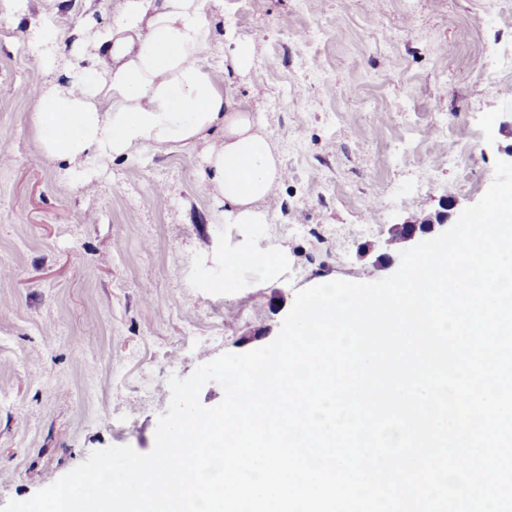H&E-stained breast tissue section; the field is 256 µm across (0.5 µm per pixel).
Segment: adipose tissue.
Listing matches in <instances>:
<instances>
[{
  "mask_svg": "<svg viewBox=\"0 0 512 512\" xmlns=\"http://www.w3.org/2000/svg\"><path fill=\"white\" fill-rule=\"evenodd\" d=\"M210 47L204 0H124L115 27L97 37L95 73L43 48L41 64L67 85L38 96L41 154L71 164L196 149L225 223H267L261 204L285 171L251 112L203 66Z\"/></svg>",
  "mask_w": 512,
  "mask_h": 512,
  "instance_id": "adipose-tissue-1",
  "label": "adipose tissue"
}]
</instances>
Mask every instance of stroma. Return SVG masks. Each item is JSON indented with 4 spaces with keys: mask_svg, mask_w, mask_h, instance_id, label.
Segmentation results:
<instances>
[{
    "mask_svg": "<svg viewBox=\"0 0 512 512\" xmlns=\"http://www.w3.org/2000/svg\"><path fill=\"white\" fill-rule=\"evenodd\" d=\"M122 0H29L0 22V506L25 501L94 450L155 443L170 376L278 335L298 291L326 276L392 275L400 220L476 203L512 144V13L491 0H205V66L252 112L286 179L262 203L267 223L225 224L198 151L67 165L40 155L32 114L50 80L29 44L116 20ZM306 28L300 43L294 30ZM249 65L232 62L236 45ZM467 135L457 163L444 157ZM381 215L360 230L364 205ZM280 246L273 272L225 266L243 236Z\"/></svg>",
    "mask_w": 512,
    "mask_h": 512,
    "instance_id": "stroma-1",
    "label": "stroma"
}]
</instances>
